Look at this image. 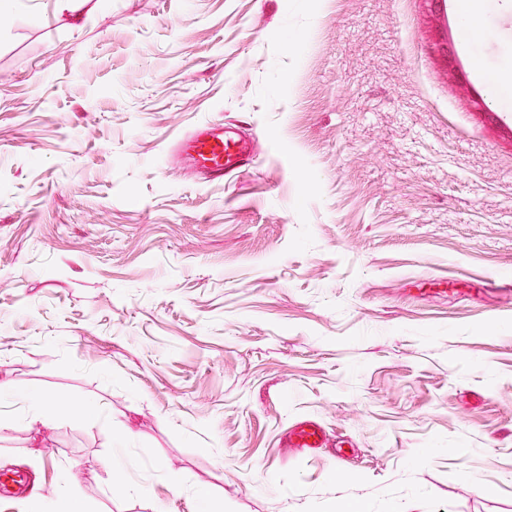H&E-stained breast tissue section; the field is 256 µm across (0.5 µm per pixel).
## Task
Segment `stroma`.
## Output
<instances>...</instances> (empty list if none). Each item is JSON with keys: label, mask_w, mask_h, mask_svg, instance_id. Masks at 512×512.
<instances>
[{"label": "stroma", "mask_w": 512, "mask_h": 512, "mask_svg": "<svg viewBox=\"0 0 512 512\" xmlns=\"http://www.w3.org/2000/svg\"><path fill=\"white\" fill-rule=\"evenodd\" d=\"M6 0L0 512H512V8ZM253 156L205 181L174 144ZM314 418L349 443L310 452ZM179 487H172L171 475ZM480 5L476 1L463 3V25L467 35L487 37L489 32L482 26L479 20ZM180 148L196 168L209 176V181L223 179L250 161L243 139L228 136L224 130L209 125L180 140ZM324 432L315 420H304L296 424L290 436L291 445L294 448L310 450L323 448Z\"/></svg>", "instance_id": "obj_1"}]
</instances>
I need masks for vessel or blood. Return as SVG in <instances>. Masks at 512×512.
Listing matches in <instances>:
<instances>
[{"mask_svg":"<svg viewBox=\"0 0 512 512\" xmlns=\"http://www.w3.org/2000/svg\"><path fill=\"white\" fill-rule=\"evenodd\" d=\"M180 148L185 157L213 181L231 175L250 160L243 139L228 136L220 128L209 125L183 138ZM323 441L321 426L310 419L297 423L290 436L293 447L305 450L322 447Z\"/></svg>","mask_w":512,"mask_h":512,"instance_id":"obj_1","label":"vessel or blood"}]
</instances>
